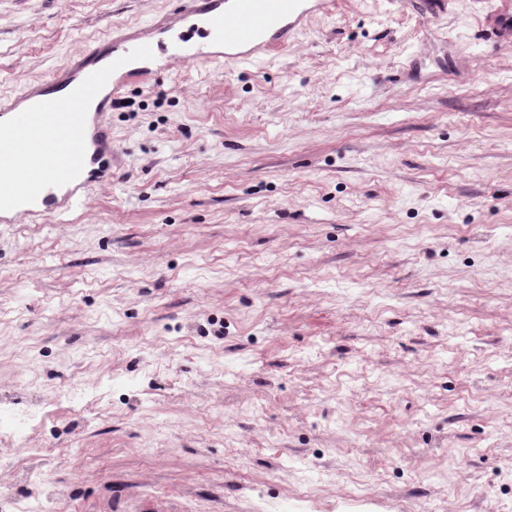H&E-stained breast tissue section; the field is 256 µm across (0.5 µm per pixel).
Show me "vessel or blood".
Returning a JSON list of instances; mask_svg holds the SVG:
<instances>
[{
	"label": "vessel or blood",
	"mask_w": 512,
	"mask_h": 512,
	"mask_svg": "<svg viewBox=\"0 0 512 512\" xmlns=\"http://www.w3.org/2000/svg\"><path fill=\"white\" fill-rule=\"evenodd\" d=\"M335 0H179L168 19L114 29L61 71L0 96V224H64L91 190L120 168L112 112L128 84L164 68L198 63H272ZM488 26L512 47V0H494Z\"/></svg>",
	"instance_id": "1"
}]
</instances>
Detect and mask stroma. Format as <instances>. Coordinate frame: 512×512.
Returning <instances> with one entry per match:
<instances>
[{"instance_id":"obj_1","label":"stroma","mask_w":512,"mask_h":512,"mask_svg":"<svg viewBox=\"0 0 512 512\" xmlns=\"http://www.w3.org/2000/svg\"><path fill=\"white\" fill-rule=\"evenodd\" d=\"M177 0H0V94ZM336 0L122 89L120 175L0 224V512H512V49ZM84 393L70 399L71 388ZM34 418L33 414L16 415L12 412L0 411V432L3 430L13 431L18 438L25 440Z\"/></svg>"}]
</instances>
